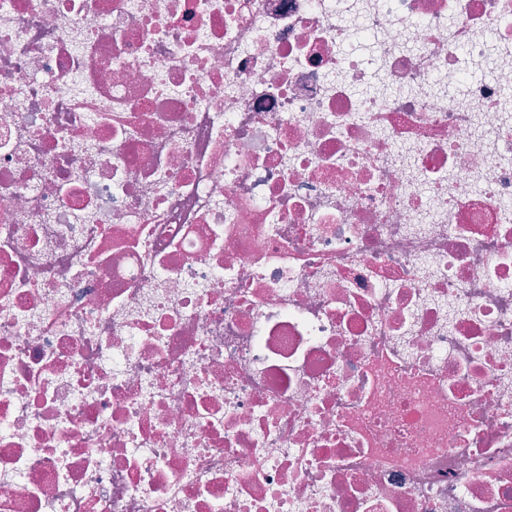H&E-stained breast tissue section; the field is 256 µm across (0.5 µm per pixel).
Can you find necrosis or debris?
<instances>
[{
	"instance_id": "4bbe7bcc",
	"label": "necrosis or debris",
	"mask_w": 512,
	"mask_h": 512,
	"mask_svg": "<svg viewBox=\"0 0 512 512\" xmlns=\"http://www.w3.org/2000/svg\"><path fill=\"white\" fill-rule=\"evenodd\" d=\"M0 512H512V0H0Z\"/></svg>"
}]
</instances>
